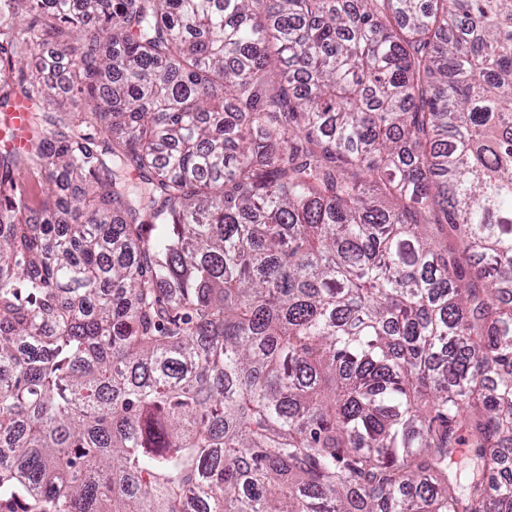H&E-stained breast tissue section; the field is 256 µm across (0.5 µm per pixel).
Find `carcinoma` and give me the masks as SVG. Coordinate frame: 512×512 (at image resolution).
I'll return each instance as SVG.
<instances>
[{
  "mask_svg": "<svg viewBox=\"0 0 512 512\" xmlns=\"http://www.w3.org/2000/svg\"><path fill=\"white\" fill-rule=\"evenodd\" d=\"M20 98L0 512H512V0H0Z\"/></svg>",
  "mask_w": 512,
  "mask_h": 512,
  "instance_id": "obj_1",
  "label": "carcinoma"
}]
</instances>
